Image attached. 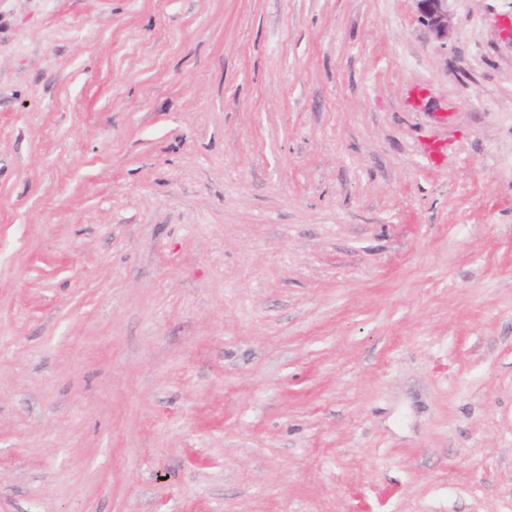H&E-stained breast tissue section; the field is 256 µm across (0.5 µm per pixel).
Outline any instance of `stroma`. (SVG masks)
I'll use <instances>...</instances> for the list:
<instances>
[{
    "instance_id": "stroma-1",
    "label": "stroma",
    "mask_w": 512,
    "mask_h": 512,
    "mask_svg": "<svg viewBox=\"0 0 512 512\" xmlns=\"http://www.w3.org/2000/svg\"><path fill=\"white\" fill-rule=\"evenodd\" d=\"M0 0V512H512V0ZM421 23L441 44L448 42L452 27L448 15V0H416Z\"/></svg>"
}]
</instances>
